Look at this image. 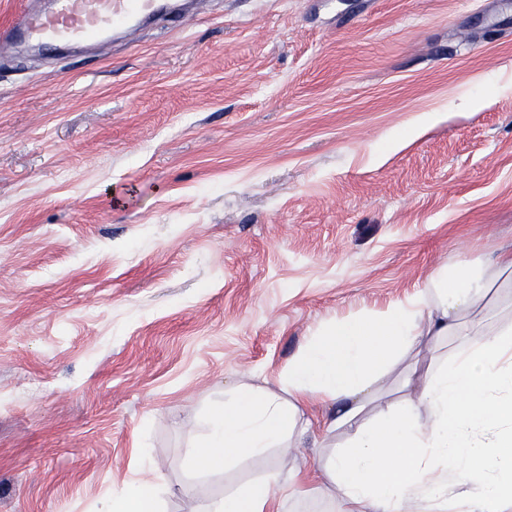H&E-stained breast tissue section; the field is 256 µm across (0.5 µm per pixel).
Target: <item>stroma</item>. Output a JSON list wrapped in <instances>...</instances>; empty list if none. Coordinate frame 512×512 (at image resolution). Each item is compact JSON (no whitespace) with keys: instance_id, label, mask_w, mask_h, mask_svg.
<instances>
[{"instance_id":"1","label":"stroma","mask_w":512,"mask_h":512,"mask_svg":"<svg viewBox=\"0 0 512 512\" xmlns=\"http://www.w3.org/2000/svg\"><path fill=\"white\" fill-rule=\"evenodd\" d=\"M512 0H203L0 51V512H162L224 391L464 252L512 249ZM156 486L132 483L112 498L114 512H160Z\"/></svg>"}]
</instances>
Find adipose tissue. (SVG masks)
I'll list each match as a JSON object with an SVG mask.
<instances>
[{
	"label": "adipose tissue",
	"mask_w": 512,
	"mask_h": 512,
	"mask_svg": "<svg viewBox=\"0 0 512 512\" xmlns=\"http://www.w3.org/2000/svg\"><path fill=\"white\" fill-rule=\"evenodd\" d=\"M494 288L512 291V252L458 254L403 300L322 326L277 388L258 375L232 388L186 461L192 473L341 440L315 474L269 472L205 512H288L307 499L326 512H512V319L490 323ZM315 403L328 410L318 425L306 416Z\"/></svg>",
	"instance_id": "obj_1"
}]
</instances>
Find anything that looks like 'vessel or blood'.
<instances>
[{"label":"vessel or blood","instance_id":"obj_1","mask_svg":"<svg viewBox=\"0 0 512 512\" xmlns=\"http://www.w3.org/2000/svg\"><path fill=\"white\" fill-rule=\"evenodd\" d=\"M167 14L162 0H54L50 12L1 28L0 45L24 41L52 51L68 43L104 39Z\"/></svg>","mask_w":512,"mask_h":512}]
</instances>
